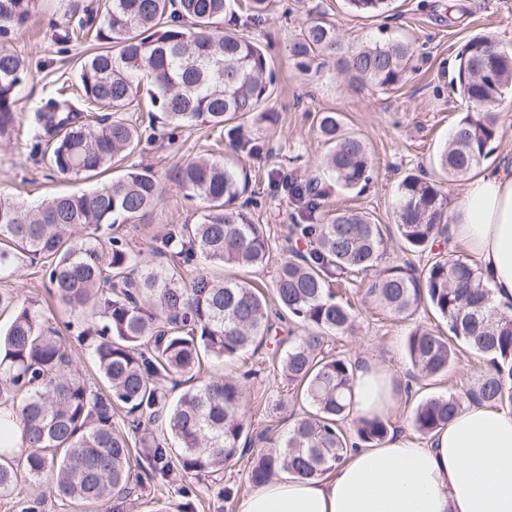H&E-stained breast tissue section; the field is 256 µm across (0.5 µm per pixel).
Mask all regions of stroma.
<instances>
[{"mask_svg":"<svg viewBox=\"0 0 512 512\" xmlns=\"http://www.w3.org/2000/svg\"><path fill=\"white\" fill-rule=\"evenodd\" d=\"M105 4L106 0H38L25 24L0 34V46L15 51L28 67V78L16 102L20 130L34 124L41 101L54 95L61 85L76 83L75 71L88 46L59 41L57 34L62 26L77 22L86 10L101 9ZM320 15L335 23L346 44L380 35L411 44L414 56L407 81L390 92L372 87L356 90L338 74L335 60L326 57L317 59L309 71L298 70L288 52L289 41L306 20ZM244 33L269 48L277 76L276 93L269 104L278 114L276 124L245 128L246 134L262 145L261 154L233 151L226 134L208 128H186L174 139L166 130H155L151 142L142 143L129 158L130 163L152 166L163 187L162 199L154 209L118 228V235L132 249L149 254L155 237L167 225L194 221L201 212L202 203L186 199L173 180L176 167L190 155L227 160L242 168L244 197L258 204L254 216L266 227L272 265L262 270H240L236 276L252 282L268 296L273 293V266L285 255L289 226L318 222L321 213L307 212L286 192L271 193L272 176L283 173L303 182L320 179L324 193L321 211L358 209L390 229L395 226L397 187L405 175L424 171L442 180L449 206H456L467 184L443 181L435 160L465 110L450 87L457 54L478 35L511 49L512 0H393L390 11L380 16L352 12L345 0H275L262 22L245 27ZM320 112L338 113L346 127L367 143L374 168L364 191L339 189L319 169L318 161L326 151L316 129L315 116ZM96 184L93 178L49 176L39 157L12 142L0 141L1 194L30 203L54 193L87 190ZM366 281V276L360 275L343 286V298L356 309L357 328L348 337H329L326 349L353 360L369 358L390 370L405 394L403 405L389 418L390 430L424 443V436L418 435L411 424L414 408L431 395L464 392L484 363L462 348L446 374L435 380L413 379L406 352L410 331L420 324L439 329L443 323L425 307L406 319L394 316L367 297ZM0 292L11 293L21 302L39 301L50 325L62 334L69 323L81 318L80 313L65 308L51 295L38 260L22 259L11 276H0ZM285 351V345L264 344L233 360L206 365L212 374L245 381L248 415L255 429L270 427L283 432L292 422V412L302 409L278 370ZM255 455V450H247L218 475L186 479L184 485L191 488L200 504L198 512H238L241 500L253 491L247 472ZM227 486L237 487L238 495L228 500L219 497V489Z\"/></svg>","mask_w":512,"mask_h":512,"instance_id":"35a3bbf8","label":"stroma"}]
</instances>
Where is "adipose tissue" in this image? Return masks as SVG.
Returning <instances> with one entry per match:
<instances>
[{
	"mask_svg": "<svg viewBox=\"0 0 512 512\" xmlns=\"http://www.w3.org/2000/svg\"><path fill=\"white\" fill-rule=\"evenodd\" d=\"M452 232L476 260L494 301L512 302V163L469 181ZM403 399L389 370L357 363L356 416H390ZM238 512H512V410L470 405L429 443L392 435L378 446L351 449L321 476L258 487Z\"/></svg>",
	"mask_w": 512,
	"mask_h": 512,
	"instance_id": "1",
	"label": "adipose tissue"
}]
</instances>
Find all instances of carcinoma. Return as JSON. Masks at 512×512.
Here are the masks:
<instances>
[{"instance_id": "obj_1", "label": "carcinoma", "mask_w": 512, "mask_h": 512, "mask_svg": "<svg viewBox=\"0 0 512 512\" xmlns=\"http://www.w3.org/2000/svg\"><path fill=\"white\" fill-rule=\"evenodd\" d=\"M37 0H0V30L20 26ZM274 0H247L248 18L260 21ZM358 13L384 14L392 0H347ZM227 0H108L101 14H88L61 28L63 42L92 38L97 48L77 68L81 94L60 88L37 111L24 139L62 176L92 177L134 153L146 130L125 112L142 100L152 107L149 127L231 125L232 144L251 154L262 145L242 137L236 121L258 116L272 122L264 106L276 76L267 50L236 30ZM299 69L320 56L354 88H399L413 56L401 40L341 43L335 24L319 16L306 21L288 48ZM27 77L25 61L0 47V139L16 134V97ZM452 91L466 105L436 165L461 181L499 140L496 107L512 89V51L486 36L470 39L458 56ZM96 106L109 113L92 115ZM328 151L322 167L343 190L363 189L373 161L366 142L335 112L317 117ZM175 182L187 196L205 203L193 224H171L156 239L145 263L112 230L145 215L161 197L156 172L132 164L103 185L54 195L36 204L0 195V273L24 254L43 262L52 294L72 311L87 307L93 318L77 326L102 385L87 382L74 366L67 340L48 325L40 304L15 307L0 334V404L18 401L0 421L24 433L19 457L0 454V494L18 479L49 494L104 512H123L139 499L145 481L177 484L189 475L213 476L245 449L261 447L247 472L258 487L280 472L295 479L320 476L342 463L352 447L342 423L353 412L351 360L325 351L331 335L354 329L350 306L331 285L348 274L375 271L366 295L401 318L421 306L445 322L448 334L426 325L413 329L407 355L423 380L448 372L456 347L485 363L466 393L433 395L414 409L412 426L432 436L465 402L512 405V305L497 306L477 265L445 250L447 194L440 183L408 174L398 185L396 229L405 249L431 251L426 265L382 266L389 243L385 225L370 214L337 210L317 224H294L291 234L307 249L288 248L277 267L274 292L278 318L301 329L288 337L281 361L284 381L307 405L287 431L251 429L244 384L228 376L202 374L207 360H228L263 343L275 328L266 298L237 278L217 280L207 266L255 269L270 261L264 225L248 203L237 170L205 157L184 161ZM289 192L312 212L320 192L312 181L288 183ZM192 268L191 277H184ZM189 384L177 400L164 382ZM122 410L127 427L114 425ZM146 424L160 434L143 440L147 467L132 469L130 435ZM356 445L373 447L389 435V421L356 420Z\"/></svg>"}]
</instances>
